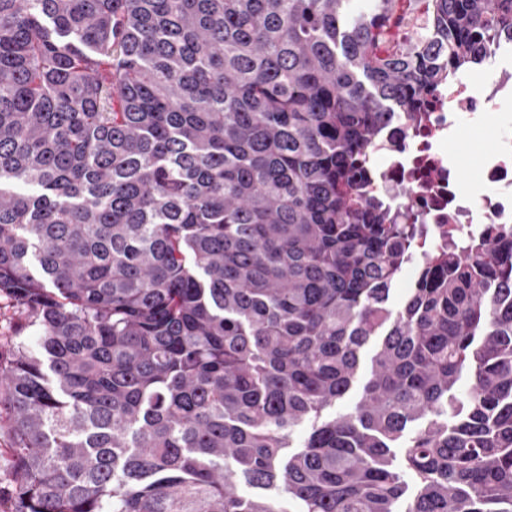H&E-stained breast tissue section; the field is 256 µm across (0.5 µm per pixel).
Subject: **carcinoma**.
Here are the masks:
<instances>
[{
    "mask_svg": "<svg viewBox=\"0 0 512 512\" xmlns=\"http://www.w3.org/2000/svg\"><path fill=\"white\" fill-rule=\"evenodd\" d=\"M508 38L512 0H0L12 512H512V232L395 310L419 225L368 190ZM24 315L15 307L14 302L7 297H0V342L4 345L15 340L19 333ZM374 349L375 348L373 345H369L364 351L363 361L359 370V374L352 389L343 400L336 403L335 408L331 411L336 412V414H344L353 410L361 397L362 385L369 375L371 368V356L374 353Z\"/></svg>",
    "mask_w": 512,
    "mask_h": 512,
    "instance_id": "cac0c4a2",
    "label": "carcinoma"
}]
</instances>
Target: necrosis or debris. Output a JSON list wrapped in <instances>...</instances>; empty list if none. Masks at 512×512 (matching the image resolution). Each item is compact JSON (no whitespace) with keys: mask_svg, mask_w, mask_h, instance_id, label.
Wrapping results in <instances>:
<instances>
[{"mask_svg":"<svg viewBox=\"0 0 512 512\" xmlns=\"http://www.w3.org/2000/svg\"><path fill=\"white\" fill-rule=\"evenodd\" d=\"M488 64L487 80L462 74L441 85L422 121L388 119L370 148L382 159L372 193L393 201L399 223L428 227L419 252L448 235L480 236L490 224L512 230V135L502 129L512 107V41L498 43ZM471 123L483 124L490 139L483 185L475 193L459 182L465 160L453 150ZM400 192L405 195L401 201L396 198Z\"/></svg>","mask_w":512,"mask_h":512,"instance_id":"4bbe7bcc","label":"necrosis or debris"}]
</instances>
